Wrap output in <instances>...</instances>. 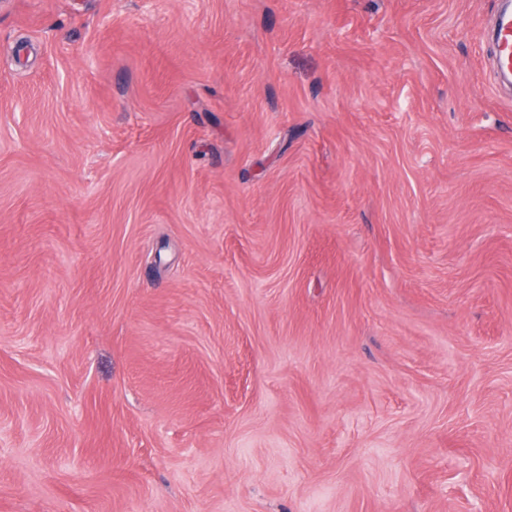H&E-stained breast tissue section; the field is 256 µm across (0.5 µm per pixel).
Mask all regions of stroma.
I'll list each match as a JSON object with an SVG mask.
<instances>
[{
  "instance_id": "stroma-1",
  "label": "stroma",
  "mask_w": 512,
  "mask_h": 512,
  "mask_svg": "<svg viewBox=\"0 0 512 512\" xmlns=\"http://www.w3.org/2000/svg\"><path fill=\"white\" fill-rule=\"evenodd\" d=\"M500 0H0V512H512Z\"/></svg>"
}]
</instances>
